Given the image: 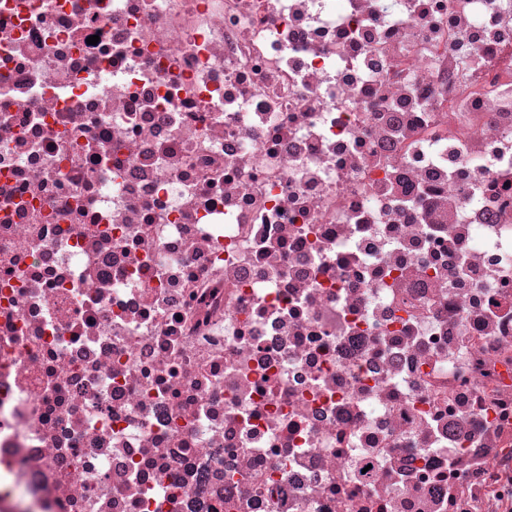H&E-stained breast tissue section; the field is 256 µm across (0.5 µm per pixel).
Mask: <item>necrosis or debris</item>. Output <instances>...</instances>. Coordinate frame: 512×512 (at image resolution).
<instances>
[{
    "instance_id": "necrosis-or-debris-1",
    "label": "necrosis or debris",
    "mask_w": 512,
    "mask_h": 512,
    "mask_svg": "<svg viewBox=\"0 0 512 512\" xmlns=\"http://www.w3.org/2000/svg\"><path fill=\"white\" fill-rule=\"evenodd\" d=\"M0 512H512V0H0Z\"/></svg>"
}]
</instances>
